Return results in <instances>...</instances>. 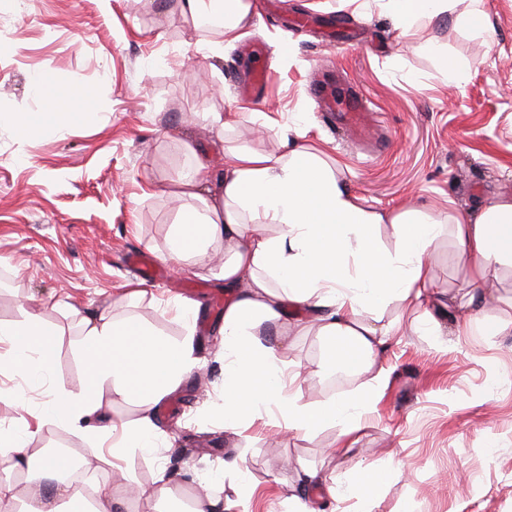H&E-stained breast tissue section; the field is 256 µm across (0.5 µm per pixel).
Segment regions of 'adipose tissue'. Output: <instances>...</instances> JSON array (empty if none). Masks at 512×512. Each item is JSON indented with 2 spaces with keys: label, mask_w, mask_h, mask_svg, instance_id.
<instances>
[{
  "label": "adipose tissue",
  "mask_w": 512,
  "mask_h": 512,
  "mask_svg": "<svg viewBox=\"0 0 512 512\" xmlns=\"http://www.w3.org/2000/svg\"><path fill=\"white\" fill-rule=\"evenodd\" d=\"M178 5L190 18L217 20L228 45L241 38L252 18L250 0H178ZM386 6L403 36L447 17L475 34L491 33L480 0H387ZM184 147L193 166L168 187L182 205L166 256L178 263H206L210 248L224 245L220 275L235 298L224 308V402L216 414L232 434L265 410L276 426L297 433L334 424L342 445L351 446L372 395L323 406L299 404L287 391L299 375L281 357L290 328L307 325L328 340L317 373L364 372L398 332L396 324L381 325L384 309L409 310L426 298L432 286L430 258L443 235L454 239L472 287L462 322L477 320L495 299L502 271L512 269V199H495L478 212L445 220L413 208L376 212L347 190L320 152L299 141L283 142L273 153L228 150L217 172L206 149L193 141ZM384 224L393 230L390 248L380 236ZM197 314L192 305H177L175 319L186 330L178 344L138 317L114 318L108 307L81 318L76 349L85 366L84 389L77 394L52 389L46 401L27 405L28 415L43 425H69L95 444H110L116 458L131 450L154 453L160 434L152 411L195 366ZM59 336L38 312L0 322V345L8 348L0 355V373L50 382ZM117 398L137 402L139 422L92 424V416ZM33 436L25 419L0 424V453L9 456L31 489L20 512H108L112 489L107 485L97 488L95 505L65 482L52 502L43 500L44 480L64 471L68 460L31 450Z\"/></svg>",
  "instance_id": "obj_1"
}]
</instances>
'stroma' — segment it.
I'll return each mask as SVG.
<instances>
[{"mask_svg": "<svg viewBox=\"0 0 512 512\" xmlns=\"http://www.w3.org/2000/svg\"><path fill=\"white\" fill-rule=\"evenodd\" d=\"M385 2L353 0L342 9L337 0H251L252 23L228 47L218 31L193 25L176 0H0V321L46 301L80 314L108 305L177 342L185 330L171 302L200 305L198 364L169 394L170 408L154 415L166 438L153 455L110 460L108 449L67 425L45 426L32 440L67 451L87 498L107 484L122 512H166L167 502L148 496L162 477L188 506L210 495L223 512H290L295 494L311 512H361L358 498L300 489L297 473L309 465L341 485L356 480L358 468L378 472L373 512H512L511 276L485 310L496 330L455 324L470 287L443 237L427 297L411 311L383 312V323L399 318L410 328L380 357L381 374H356L339 389L325 375L301 385L300 401L310 405L373 389V407L343 449L337 428L278 432L265 417L239 436L226 434L211 419L224 393V313L215 301L231 297L219 262L187 261L173 266L171 280L148 283L126 261L140 249L166 253L180 203L142 191L188 170L186 138L220 167L229 147L277 151L294 137L300 112L307 146L325 151L367 208L448 215L512 197V0H482L494 28L488 43L449 22L399 35ZM430 40L469 62L462 87L444 83L423 50ZM264 63L272 70L264 97L241 96ZM36 73L64 98L35 95ZM322 92L362 97L381 119L373 136L336 130L318 108ZM61 110L69 119L54 133L21 136L10 122ZM211 112L231 130L212 128ZM254 112L267 115L266 129L253 130ZM133 286L146 296L128 298ZM44 316L62 334L53 384L81 392L78 316ZM234 456L251 481L245 496L224 473Z\"/></svg>", "mask_w": 512, "mask_h": 512, "instance_id": "stroma-1", "label": "stroma"}]
</instances>
